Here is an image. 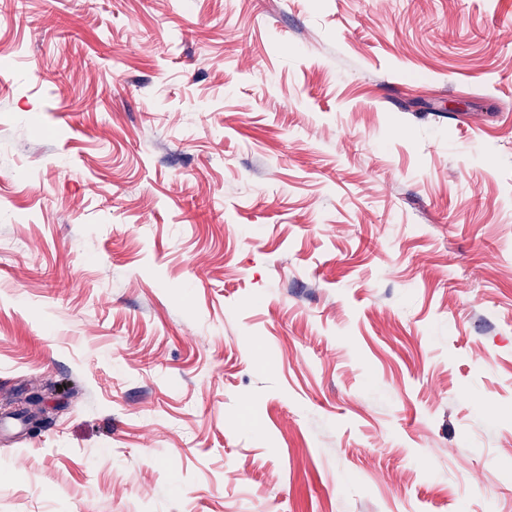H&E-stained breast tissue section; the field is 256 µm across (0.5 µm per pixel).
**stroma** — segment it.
Wrapping results in <instances>:
<instances>
[{"label": "stroma", "mask_w": 512, "mask_h": 512, "mask_svg": "<svg viewBox=\"0 0 512 512\" xmlns=\"http://www.w3.org/2000/svg\"><path fill=\"white\" fill-rule=\"evenodd\" d=\"M0 512H512V0H0Z\"/></svg>", "instance_id": "1"}]
</instances>
